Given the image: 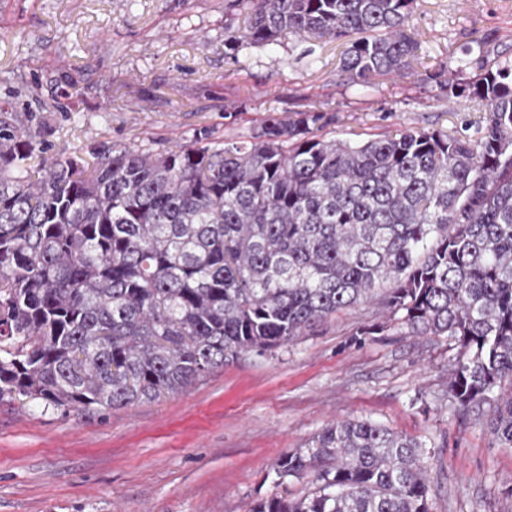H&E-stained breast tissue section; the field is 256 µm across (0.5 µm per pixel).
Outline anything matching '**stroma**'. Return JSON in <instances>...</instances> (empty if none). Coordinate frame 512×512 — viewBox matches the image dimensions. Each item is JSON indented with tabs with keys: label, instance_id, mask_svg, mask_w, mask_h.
Listing matches in <instances>:
<instances>
[{
	"label": "stroma",
	"instance_id": "35a3bbf8",
	"mask_svg": "<svg viewBox=\"0 0 512 512\" xmlns=\"http://www.w3.org/2000/svg\"><path fill=\"white\" fill-rule=\"evenodd\" d=\"M246 23L231 0H0V107L34 113L69 155L186 145L202 129L239 141L269 112L335 113L350 140L478 118L415 78L341 80L342 42L253 44L239 37ZM408 29L419 72L454 65L474 40L512 61V0H417ZM455 356L446 337L410 335L371 301L151 402L87 412L0 400V512H248L304 495L307 479H278L274 464L343 419L425 443L432 512H512V448L449 401Z\"/></svg>",
	"mask_w": 512,
	"mask_h": 512
}]
</instances>
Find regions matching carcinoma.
Here are the masks:
<instances>
[{"mask_svg": "<svg viewBox=\"0 0 512 512\" xmlns=\"http://www.w3.org/2000/svg\"><path fill=\"white\" fill-rule=\"evenodd\" d=\"M243 34L344 42L340 76L412 70L416 0H236ZM466 46L422 80L479 102L474 135L325 137L328 112L268 115L226 145L103 143L51 155L36 115L0 118V399L112 410L179 393L240 354L378 300L457 348L448 397L512 447V63ZM368 421L280 456L296 499L249 512H431L421 448Z\"/></svg>", "mask_w": 512, "mask_h": 512, "instance_id": "1", "label": "carcinoma"}]
</instances>
